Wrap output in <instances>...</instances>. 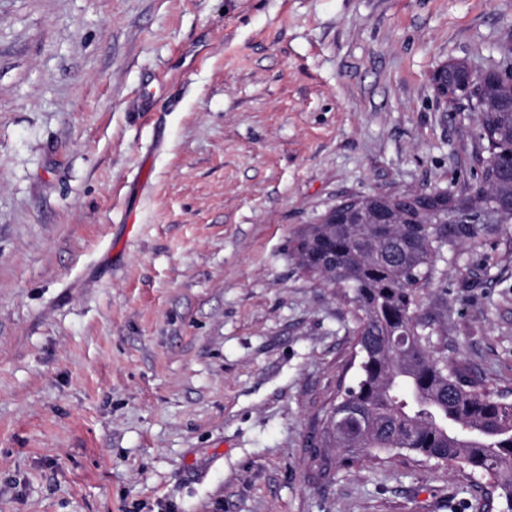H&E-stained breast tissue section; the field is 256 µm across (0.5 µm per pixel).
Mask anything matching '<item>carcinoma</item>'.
Instances as JSON below:
<instances>
[{"mask_svg":"<svg viewBox=\"0 0 512 512\" xmlns=\"http://www.w3.org/2000/svg\"><path fill=\"white\" fill-rule=\"evenodd\" d=\"M456 94L482 114L488 152L475 183L443 194L356 195L368 217L388 199L389 223L326 224L322 216L295 240L291 256L298 267L342 290L358 332L354 382L323 420L312 462L327 461L317 472L330 481L392 453L441 465L463 461L496 490L504 512H512V403L468 379L419 315V293L439 273L446 245L476 244L512 224V84H461ZM335 411L362 415L368 432L343 443Z\"/></svg>","mask_w":512,"mask_h":512,"instance_id":"1","label":"carcinoma"}]
</instances>
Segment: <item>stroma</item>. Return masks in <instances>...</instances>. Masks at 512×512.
I'll use <instances>...</instances> for the list:
<instances>
[{"label":"stroma","mask_w":512,"mask_h":512,"mask_svg":"<svg viewBox=\"0 0 512 512\" xmlns=\"http://www.w3.org/2000/svg\"><path fill=\"white\" fill-rule=\"evenodd\" d=\"M453 61L512 68V0H0V512H490L306 451L356 336L292 239L471 181ZM445 257L422 315L512 387V224Z\"/></svg>","instance_id":"stroma-1"}]
</instances>
